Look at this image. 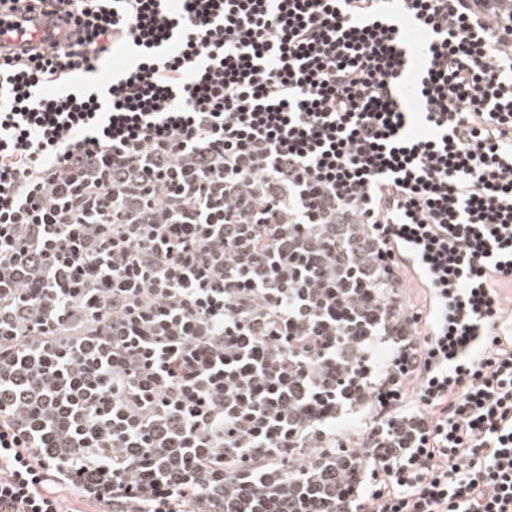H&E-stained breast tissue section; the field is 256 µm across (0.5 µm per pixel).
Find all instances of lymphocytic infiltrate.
<instances>
[{"mask_svg": "<svg viewBox=\"0 0 512 512\" xmlns=\"http://www.w3.org/2000/svg\"><path fill=\"white\" fill-rule=\"evenodd\" d=\"M38 19L0 512H512V0H0Z\"/></svg>", "mask_w": 512, "mask_h": 512, "instance_id": "obj_1", "label": "lymphocytic infiltrate"}]
</instances>
